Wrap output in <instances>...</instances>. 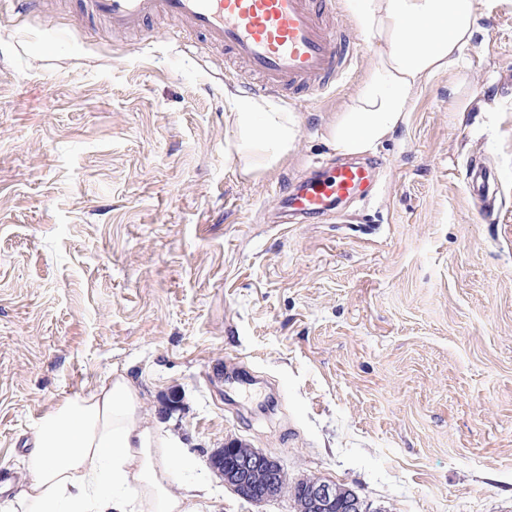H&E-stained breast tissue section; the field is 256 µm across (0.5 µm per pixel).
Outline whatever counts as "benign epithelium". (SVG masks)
Here are the masks:
<instances>
[{"label": "benign epithelium", "mask_w": 512, "mask_h": 512, "mask_svg": "<svg viewBox=\"0 0 512 512\" xmlns=\"http://www.w3.org/2000/svg\"><path fill=\"white\" fill-rule=\"evenodd\" d=\"M236 442L224 444L213 456L215 466L224 475V482L242 498L261 503L275 497L282 468L271 455L251 449L234 453ZM295 494L307 512H366L363 502L351 489H339L336 483L309 478L295 484Z\"/></svg>", "instance_id": "obj_1"}]
</instances>
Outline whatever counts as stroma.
I'll list each match as a JSON object with an SVG mask.
<instances>
[{"label":"stroma","mask_w":512,"mask_h":512,"mask_svg":"<svg viewBox=\"0 0 512 512\" xmlns=\"http://www.w3.org/2000/svg\"><path fill=\"white\" fill-rule=\"evenodd\" d=\"M478 13L364 154L368 196L286 224L281 188L342 162L326 131L379 49L350 0L334 21L357 63L269 96L298 132L252 172L227 152L243 76L195 32L0 0V469L21 480L40 418L116 368L192 458L180 478L208 481L204 512H294L225 484L210 457L231 440L370 512H512V0ZM469 178L474 189L483 195L493 196L497 191V180L494 172L485 167L471 166Z\"/></svg>","instance_id":"stroma-1"}]
</instances>
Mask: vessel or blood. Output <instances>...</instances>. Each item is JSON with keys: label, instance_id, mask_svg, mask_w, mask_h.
<instances>
[{"label": "vessel or blood", "instance_id": "vessel-or-blood-1", "mask_svg": "<svg viewBox=\"0 0 512 512\" xmlns=\"http://www.w3.org/2000/svg\"><path fill=\"white\" fill-rule=\"evenodd\" d=\"M334 0H81L83 15L108 20L113 29L141 28L157 15L182 19L204 34L212 51L238 59L253 73L247 91L295 99L333 88L351 67L356 46L325 17ZM368 164L346 162L324 177L283 192L286 215H324L337 203L359 195L371 180ZM471 184L483 195L497 191L491 169L472 166Z\"/></svg>", "mask_w": 512, "mask_h": 512}]
</instances>
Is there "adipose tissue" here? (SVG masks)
I'll return each instance as SVG.
<instances>
[{
    "label": "adipose tissue",
    "instance_id": "adipose-tissue-1",
    "mask_svg": "<svg viewBox=\"0 0 512 512\" xmlns=\"http://www.w3.org/2000/svg\"><path fill=\"white\" fill-rule=\"evenodd\" d=\"M371 39L382 43L359 106L328 130L338 153L370 151L402 124L415 92L461 60L477 25V0H353ZM241 138L237 153L269 170L297 134L281 109L231 97ZM28 476L9 512H202L209 488L176 476L185 458L170 433L144 414L136 380L114 371L44 414Z\"/></svg>",
    "mask_w": 512,
    "mask_h": 512
}]
</instances>
